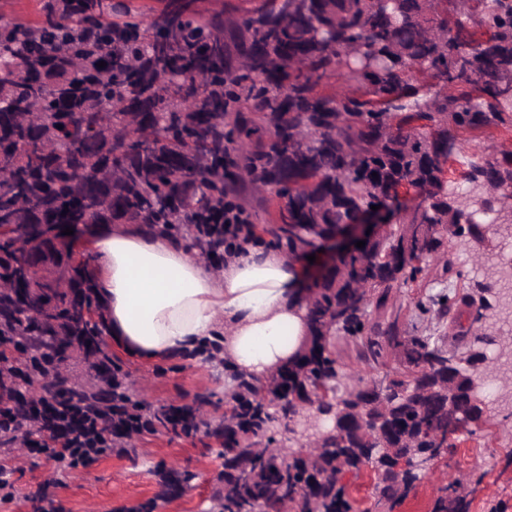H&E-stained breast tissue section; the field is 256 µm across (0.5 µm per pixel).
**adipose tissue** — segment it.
<instances>
[{"mask_svg":"<svg viewBox=\"0 0 512 512\" xmlns=\"http://www.w3.org/2000/svg\"><path fill=\"white\" fill-rule=\"evenodd\" d=\"M91 247L108 334L126 351L158 359L219 335L232 368L260 379L288 362L307 333L300 262L284 251L253 246L216 272L182 240L136 226Z\"/></svg>","mask_w":512,"mask_h":512,"instance_id":"1","label":"adipose tissue"}]
</instances>
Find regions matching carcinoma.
I'll list each match as a JSON object with an SVG mask.
<instances>
[{
  "label": "carcinoma",
  "instance_id": "1",
  "mask_svg": "<svg viewBox=\"0 0 512 512\" xmlns=\"http://www.w3.org/2000/svg\"><path fill=\"white\" fill-rule=\"evenodd\" d=\"M490 127L512 131V0H37L31 20L0 16V286L32 289L0 312V336L33 340L36 362L57 336L89 368L107 356L108 305L87 247L102 230L191 237L196 224L224 223L231 202L255 200L266 234L305 258L378 205L393 226L322 272L295 358L265 383L224 367L232 411L213 497L224 512H280L290 494L296 512H356L339 474L388 470L383 442L424 449L397 487L377 481L378 502L396 500L439 435L460 430L469 395L457 365L476 355L408 336L396 318L379 336L365 331L404 268L450 270L449 244L466 232L499 242L482 221L512 201L463 206L470 180H448L443 151ZM476 170L512 181V154L482 155ZM401 187L422 200L395 215L388 201ZM22 230L61 243L25 256ZM44 263L66 276L48 324L33 292L32 268ZM342 337L394 365L368 380L343 372ZM293 402L317 422L344 418L312 456L283 435ZM367 416L382 435L361 429ZM195 478L168 472L162 486Z\"/></svg>",
  "mask_w": 512,
  "mask_h": 512
}]
</instances>
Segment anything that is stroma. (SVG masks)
<instances>
[{
	"mask_svg": "<svg viewBox=\"0 0 512 512\" xmlns=\"http://www.w3.org/2000/svg\"><path fill=\"white\" fill-rule=\"evenodd\" d=\"M490 147H512V132L483 130L467 153L453 156L449 178L461 181L469 156ZM449 258L451 273L437 267L428 279L400 282L376 321L383 323L395 315L407 335L455 343L453 324L439 316L443 305L453 303L465 290L487 302L493 293L486 290L482 273L470 264L464 250L450 251ZM109 350L120 359L130 390L150 412L174 405L188 407L210 423L223 418L222 365L205 361L198 353L145 361L115 343ZM449 442L448 450L420 470L407 495L390 508L376 502L372 467L345 473L343 482L360 501L359 512H433L444 480L464 483L465 512H512V419L487 408L479 421L451 436ZM215 445L205 429L185 432L160 425L136 440L134 451L127 455H105L62 471L55 470L46 453L28 450L19 455L0 447V464L12 469L11 498L0 500V512H42L41 488L50 480L58 483L60 512H122L123 507L150 499L156 502L155 512H208L220 471V462L211 453ZM184 468L195 473L193 485L161 497L160 471Z\"/></svg>",
	"mask_w": 512,
	"mask_h": 512,
	"instance_id": "35a3bbf8",
	"label": "stroma"
}]
</instances>
